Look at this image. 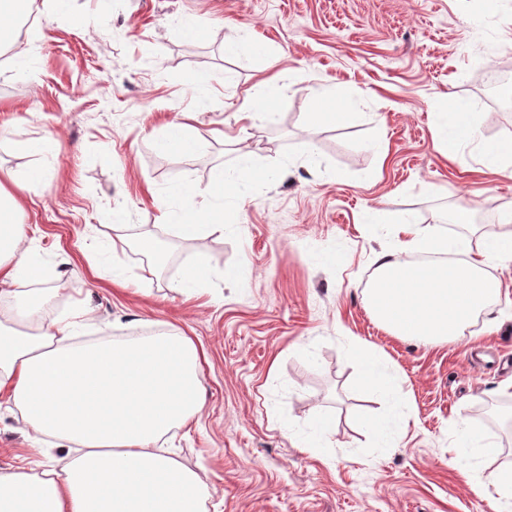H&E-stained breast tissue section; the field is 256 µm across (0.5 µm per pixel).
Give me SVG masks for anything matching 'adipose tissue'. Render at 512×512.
Wrapping results in <instances>:
<instances>
[{
  "instance_id": "1",
  "label": "adipose tissue",
  "mask_w": 512,
  "mask_h": 512,
  "mask_svg": "<svg viewBox=\"0 0 512 512\" xmlns=\"http://www.w3.org/2000/svg\"><path fill=\"white\" fill-rule=\"evenodd\" d=\"M436 143L449 160L469 151L490 172L512 175V155L482 139L473 112L439 113ZM277 175L274 169L235 167L219 176L218 188L231 205ZM22 193L39 195L40 186L18 184L12 173L0 171V396L23 414L34 452H42L44 437L52 436L57 447L75 446L80 453L39 472L0 468V512H201L207 484L159 445L203 409L199 348L172 330L129 342L79 341L95 318L91 303L53 316L50 297L19 287L41 266L15 220ZM191 197L186 179L164 190L158 198L162 221L175 224L184 238L223 235V208L203 210L199 223H184ZM436 249L445 252L449 245L405 216L393 247L376 256L379 276L366 303L395 335L431 344L463 337L501 291L500 282L481 270L512 262V232L459 266L408 261L410 254ZM363 375L391 402L366 423L377 447H389L408 411L394 397L395 369L372 354Z\"/></svg>"
}]
</instances>
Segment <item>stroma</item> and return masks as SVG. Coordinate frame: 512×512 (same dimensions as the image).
Wrapping results in <instances>:
<instances>
[{
  "mask_svg": "<svg viewBox=\"0 0 512 512\" xmlns=\"http://www.w3.org/2000/svg\"><path fill=\"white\" fill-rule=\"evenodd\" d=\"M32 18L0 49V169L41 185L18 217L43 256L26 285L57 296L60 312L92 299L85 337L128 341L160 323L206 353L202 413L162 445L208 485L207 512H501L478 474L512 463V266L485 268L501 292L458 341L391 335L365 297L389 218L408 213L465 243L464 259L508 230L512 177L468 153L448 162L435 115L476 103L482 136L512 147V82L497 97L485 80L490 68L512 74V0H51ZM245 29L253 47L227 52ZM23 49L37 71L15 66ZM271 76L275 122L239 120L246 91ZM176 112L194 113L202 149L160 148ZM311 112L339 118L310 124ZM43 138L53 154L28 151ZM311 151L317 164L303 166ZM245 153L257 168L295 164L226 209L223 237L179 239L169 265L113 252L116 224L169 235L147 186L191 179L204 210ZM371 211L386 223L365 222ZM111 252L126 288L89 273V256ZM197 259L206 279L189 298L174 285ZM373 351L408 405L388 448L364 426L389 407L362 377ZM323 414L332 431L299 447L295 433ZM464 426L496 454L458 461ZM28 432L0 406V467L38 465Z\"/></svg>",
  "mask_w": 512,
  "mask_h": 512,
  "instance_id": "35a3bbf8",
  "label": "stroma"
}]
</instances>
